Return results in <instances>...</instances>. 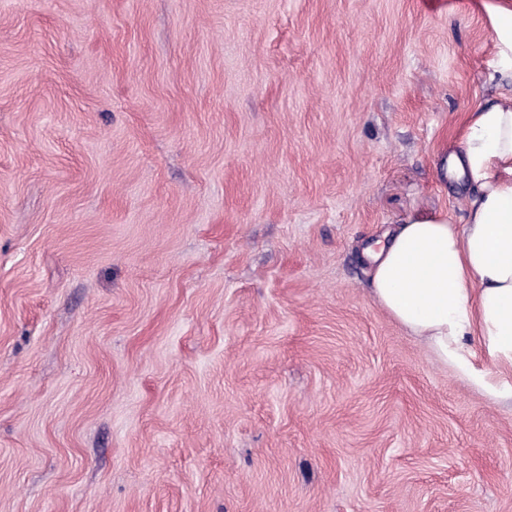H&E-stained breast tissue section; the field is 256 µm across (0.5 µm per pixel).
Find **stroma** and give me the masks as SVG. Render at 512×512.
<instances>
[{
    "mask_svg": "<svg viewBox=\"0 0 512 512\" xmlns=\"http://www.w3.org/2000/svg\"><path fill=\"white\" fill-rule=\"evenodd\" d=\"M493 2L0 0V512H512L364 253L463 218Z\"/></svg>",
    "mask_w": 512,
    "mask_h": 512,
    "instance_id": "obj_1",
    "label": "stroma"
}]
</instances>
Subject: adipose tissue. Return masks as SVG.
Here are the masks:
<instances>
[{"instance_id": "obj_1", "label": "adipose tissue", "mask_w": 512, "mask_h": 512, "mask_svg": "<svg viewBox=\"0 0 512 512\" xmlns=\"http://www.w3.org/2000/svg\"><path fill=\"white\" fill-rule=\"evenodd\" d=\"M497 90L472 111L451 160L469 192L463 223L406 216L367 247L370 292L409 336L477 393L512 400V383L475 361L480 337L495 365L512 368V0L487 9Z\"/></svg>"}]
</instances>
